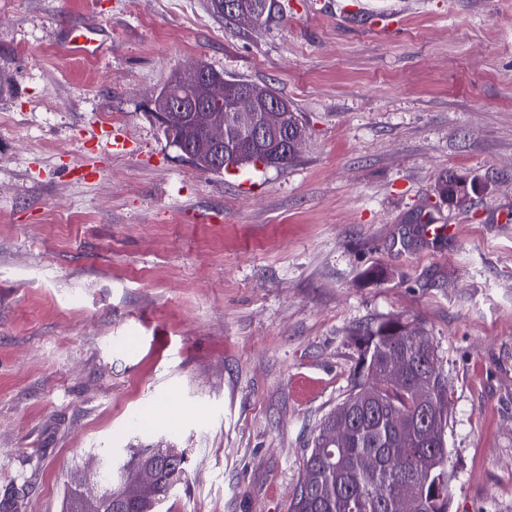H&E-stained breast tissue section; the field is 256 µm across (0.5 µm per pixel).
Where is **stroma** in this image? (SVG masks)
<instances>
[{"instance_id": "1", "label": "stroma", "mask_w": 512, "mask_h": 512, "mask_svg": "<svg viewBox=\"0 0 512 512\" xmlns=\"http://www.w3.org/2000/svg\"><path fill=\"white\" fill-rule=\"evenodd\" d=\"M280 2L0 0L8 512L139 444L187 452L160 512H288L353 331L393 314L448 376L450 512H512V0ZM79 21L107 52L64 54ZM200 63L291 101L297 161L179 158L146 104ZM446 173L488 190L439 202ZM423 206L446 236L405 223ZM215 8L222 12L232 22H255L260 23L268 20L274 14L277 4L275 0H239L241 7L245 10L237 9L235 0H214Z\"/></svg>"}]
</instances>
